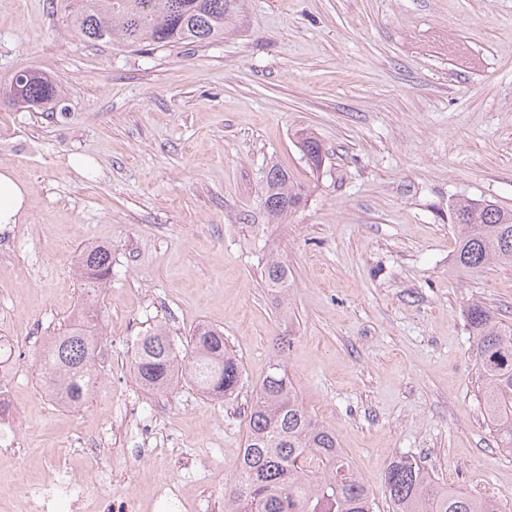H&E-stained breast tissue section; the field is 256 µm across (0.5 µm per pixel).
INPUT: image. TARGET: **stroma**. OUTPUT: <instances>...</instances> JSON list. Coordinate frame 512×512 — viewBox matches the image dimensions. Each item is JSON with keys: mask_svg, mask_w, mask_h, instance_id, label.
<instances>
[{"mask_svg": "<svg viewBox=\"0 0 512 512\" xmlns=\"http://www.w3.org/2000/svg\"><path fill=\"white\" fill-rule=\"evenodd\" d=\"M27 68L61 89L33 109L0 102V168L28 188L0 235V336L19 342L14 455L33 477L53 459L80 470L73 449L100 429L113 469L136 472L113 494L169 482L224 512L270 339L288 333V377L375 512H393L384 478L402 457L512 512V451L465 317L478 300L512 323V268L453 269L449 213L460 197L512 210V0H240L223 40L150 51L84 42L53 0H0V82ZM305 130L320 170L297 147ZM274 164L306 188L281 224L264 205ZM88 244L112 249L106 351L87 403L57 412L39 353L83 299L72 264ZM271 252L282 298L261 281ZM159 324L181 351L198 325L222 329L234 396L179 376L144 390L131 352ZM159 408L172 440L136 460L112 417ZM300 150L312 169H319L323 162L324 150L320 140L309 132L299 138Z\"/></svg>", "mask_w": 512, "mask_h": 512, "instance_id": "1", "label": "stroma"}]
</instances>
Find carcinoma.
<instances>
[{
  "label": "carcinoma",
  "mask_w": 512,
  "mask_h": 512,
  "mask_svg": "<svg viewBox=\"0 0 512 512\" xmlns=\"http://www.w3.org/2000/svg\"><path fill=\"white\" fill-rule=\"evenodd\" d=\"M66 26L85 41L117 48L206 44L224 38L238 0H60ZM60 97V89L34 69L16 72L0 83V100L28 106ZM300 150L313 169L321 167L320 140L305 132ZM305 201L303 186L278 165L269 168L265 210L279 220ZM457 229L456 269L474 272L489 266L512 267V210L491 201L457 199L451 206ZM74 272L83 295L102 290L112 278V251L89 245L76 255ZM261 278L283 289L288 266L277 256L265 262ZM474 337L472 354L483 383L485 413L502 447L512 450V324L475 302L466 310ZM103 336L96 306L59 336L46 341L42 353L43 384L59 386L70 403L82 407L96 367L94 345ZM290 336L271 339L269 372L248 411V435L237 459L236 476L224 488V512H374V501L336 435L321 426L299 400L288 380L284 357ZM137 381L146 389L166 391L176 374H185L203 396L222 401L237 390L242 370L224 331L202 325L181 354L167 331L156 328L141 337L132 360ZM385 487L395 512H502L496 500L452 490L417 462L393 461Z\"/></svg>",
  "instance_id": "carcinoma-1"
}]
</instances>
